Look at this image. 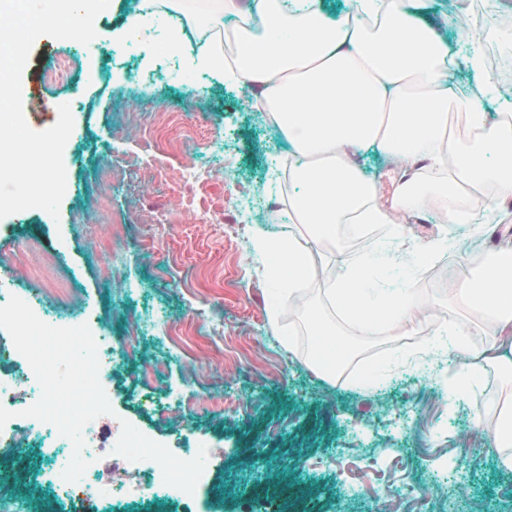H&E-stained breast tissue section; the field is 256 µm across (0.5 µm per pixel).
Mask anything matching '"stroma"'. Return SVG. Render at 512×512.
<instances>
[{
    "label": "stroma",
    "mask_w": 512,
    "mask_h": 512,
    "mask_svg": "<svg viewBox=\"0 0 512 512\" xmlns=\"http://www.w3.org/2000/svg\"><path fill=\"white\" fill-rule=\"evenodd\" d=\"M141 0H110L90 45L37 39L22 80L25 117L37 131L53 125L59 105L74 129L64 150L67 189L59 218L28 209L0 220V283L28 291L33 283L12 261L20 245L50 253L71 286V309L89 308L120 345L111 375L113 416L167 446L223 449L196 500L135 495L109 504L94 493L60 497L49 480L59 459L42 444L0 446V512H512V472L497 466L488 445L502 380L487 368L476 391L449 402L448 361L428 343L442 324L463 316L443 288L427 287L425 268L408 273L432 319L411 328L357 339L329 305L326 290L340 267L334 252L357 259L345 240L313 249L319 269L272 310L273 286L249 259L254 230L287 235L288 222L267 223L279 192L272 162L288 153L275 121L254 111L251 91L222 77L190 75L197 29L183 53L146 52L112 40V31ZM421 14L445 31L462 14L471 26L456 56L495 49L512 56V33L489 38L512 19V0H420ZM40 88L43 103L29 99ZM193 140L192 153H168L163 166L132 160L154 143L156 130ZM208 171L203 191L209 221L179 204L184 165ZM169 215L171 223H147ZM468 261L512 242V205L499 202L474 217ZM125 228L120 243L112 227ZM400 237L401 261L417 244L468 236L441 213L406 214L386 225ZM112 265L102 282L101 267ZM319 307L354 352L329 380L308 365L306 311ZM381 370L372 390L352 379ZM199 401L186 417L179 397ZM432 491L435 506L403 495L407 484Z\"/></svg>",
    "instance_id": "stroma-1"
}]
</instances>
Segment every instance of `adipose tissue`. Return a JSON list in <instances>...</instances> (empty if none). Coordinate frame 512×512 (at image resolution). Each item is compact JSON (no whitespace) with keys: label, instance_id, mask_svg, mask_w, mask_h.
I'll return each instance as SVG.
<instances>
[{"label":"adipose tissue","instance_id":"ef3b65f1","mask_svg":"<svg viewBox=\"0 0 512 512\" xmlns=\"http://www.w3.org/2000/svg\"><path fill=\"white\" fill-rule=\"evenodd\" d=\"M412 2L341 0L336 9L328 0H179V12L214 32H222L225 19L238 20L233 60L225 61L217 48L195 56L192 69L243 89L259 88L261 106L274 113L290 145L288 221L303 230L279 238L256 230L250 249L253 264L282 287L293 289L313 277V248L335 237L337 225L393 223L392 210L376 203V181L359 163L368 150L401 168L452 157V183L428 187L416 174L400 183L396 205L406 212L430 201L449 223L466 226L472 210L455 203L465 188L494 186L497 196L483 201L486 209L512 196V121L489 117L493 80L484 76L480 95L464 92L455 81L447 34L413 11ZM452 113L474 130L469 146L449 135ZM449 299L476 311L494 329L495 343L512 350V245L468 267ZM328 302L369 335L411 325L423 312L410 282L373 286L360 264L348 260ZM474 328L471 322L447 326L429 346L469 361L468 387L478 385L486 364L498 369L506 397L492 440L499 467L512 471V359L472 347ZM310 334L312 364L335 373L350 353L347 341L317 316Z\"/></svg>","mask_w":512,"mask_h":512}]
</instances>
